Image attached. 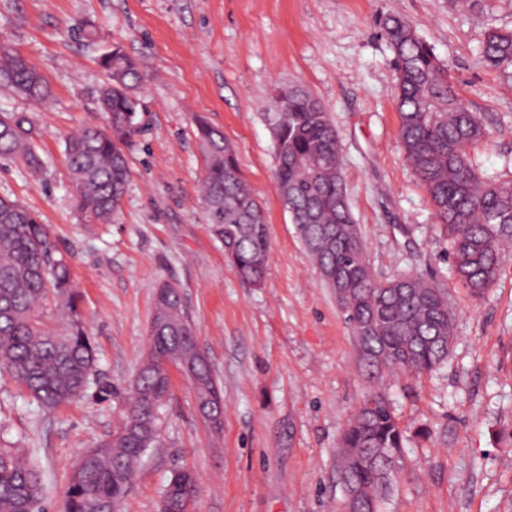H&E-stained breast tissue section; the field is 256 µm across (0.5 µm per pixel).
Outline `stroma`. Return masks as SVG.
Here are the masks:
<instances>
[{
  "mask_svg": "<svg viewBox=\"0 0 512 512\" xmlns=\"http://www.w3.org/2000/svg\"><path fill=\"white\" fill-rule=\"evenodd\" d=\"M408 19L447 63L465 106L490 131L476 148L491 172L512 160V83L482 61L488 28H512V0H0V43L48 79L41 105L0 89V113L34 122V174L0 162V197L37 212L67 264L80 321L117 397L89 388L53 410L0 372V445L38 465L47 512H59L70 467L118 424L147 348L157 288L176 285L224 392L221 434L172 374L159 437L121 512H157L183 469L199 491L191 512H341L336 456L367 394L354 338L283 207L266 112L277 87L315 95L339 136L349 203L374 277L408 273L448 294L456 315L447 362L383 386L407 438L382 512H512V257L474 296L451 274L443 229L398 139L389 14ZM91 27L95 41L83 40ZM121 44L143 59V131L114 221L86 224L74 202L65 141L104 127L99 56ZM204 117L232 142L262 203L270 251L261 287L241 281L210 233L199 195Z\"/></svg>",
  "mask_w": 512,
  "mask_h": 512,
  "instance_id": "obj_1",
  "label": "stroma"
}]
</instances>
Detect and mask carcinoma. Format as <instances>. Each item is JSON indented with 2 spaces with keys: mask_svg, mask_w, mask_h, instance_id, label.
<instances>
[{
  "mask_svg": "<svg viewBox=\"0 0 512 512\" xmlns=\"http://www.w3.org/2000/svg\"><path fill=\"white\" fill-rule=\"evenodd\" d=\"M394 54L398 137L404 156L447 231L448 258L459 287L473 295L489 288L500 259L512 249V176L487 173L471 149L488 136L480 114L469 111L448 81V69L413 25L390 15L382 23ZM483 62L512 79V29H490ZM107 73L98 105L102 128L87 127L66 141V163L76 207L88 224H107L120 209L130 177L128 153L142 127L141 62L114 44L98 59ZM0 88L43 102L47 79L5 45ZM267 113L279 198L323 280L336 296L360 348L372 389L357 407L338 446L347 496L355 512H380L390 467L405 441L384 389L385 376L431 372L447 359L455 314L445 293L416 275L380 282L364 254L351 213L336 129L318 99L298 85L277 89ZM205 162L201 200L212 235L224 245L235 273L255 287L265 279L270 249L265 209L244 180L234 145L224 132L195 118ZM35 127L29 116L0 113V160L20 161L38 173ZM69 316L58 330L44 326L39 308L48 285ZM97 358L75 309L67 270L54 257L46 225L17 201L0 198V370L42 406L53 409L81 395L98 377ZM192 372L195 404L224 410L210 367L198 360L194 325L181 291H156L148 349L125 397L121 424L71 466L62 512H113L131 490L145 449L157 440L154 399L168 391V363ZM198 493L187 470L173 475L161 496ZM40 470L20 448L0 447V512H44Z\"/></svg>",
  "mask_w": 512,
  "mask_h": 512,
  "instance_id": "carcinoma-1",
  "label": "carcinoma"
}]
</instances>
